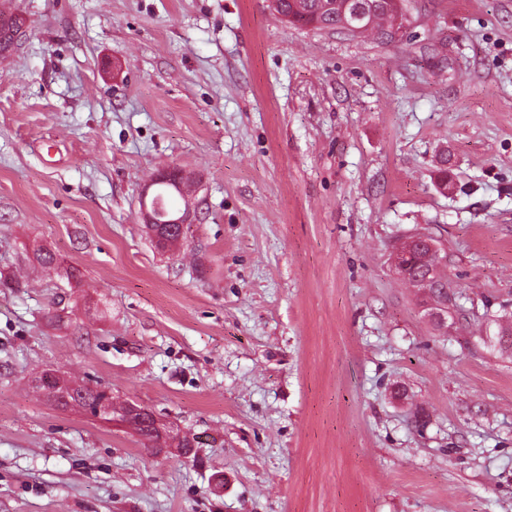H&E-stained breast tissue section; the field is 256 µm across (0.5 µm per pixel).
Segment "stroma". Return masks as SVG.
I'll use <instances>...</instances> for the list:
<instances>
[{"label": "stroma", "mask_w": 512, "mask_h": 512, "mask_svg": "<svg viewBox=\"0 0 512 512\" xmlns=\"http://www.w3.org/2000/svg\"><path fill=\"white\" fill-rule=\"evenodd\" d=\"M11 10L0 512H512V352L484 342L512 318V0H405L388 43L270 0ZM170 166L193 217L164 251L140 194ZM417 233L441 328L392 268ZM47 369L189 457L56 407ZM440 283L442 280L439 278L437 274V269L433 272L432 278H427L422 282L424 288H428L431 295L436 299V305L433 307L432 314L438 320L439 323L443 324L445 321L447 322L448 314V294H442L440 297H437V293L432 288H440Z\"/></svg>", "instance_id": "1"}]
</instances>
